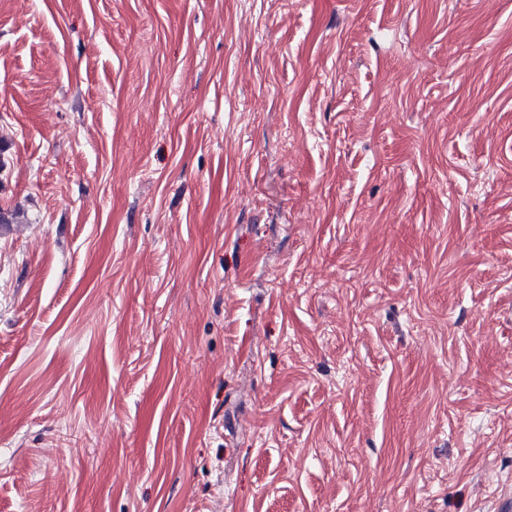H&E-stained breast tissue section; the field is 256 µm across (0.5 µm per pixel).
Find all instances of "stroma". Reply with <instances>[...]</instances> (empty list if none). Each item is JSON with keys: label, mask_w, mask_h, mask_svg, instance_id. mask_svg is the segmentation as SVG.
<instances>
[{"label": "stroma", "mask_w": 512, "mask_h": 512, "mask_svg": "<svg viewBox=\"0 0 512 512\" xmlns=\"http://www.w3.org/2000/svg\"><path fill=\"white\" fill-rule=\"evenodd\" d=\"M0 512H503L512 0H0Z\"/></svg>", "instance_id": "stroma-1"}]
</instances>
